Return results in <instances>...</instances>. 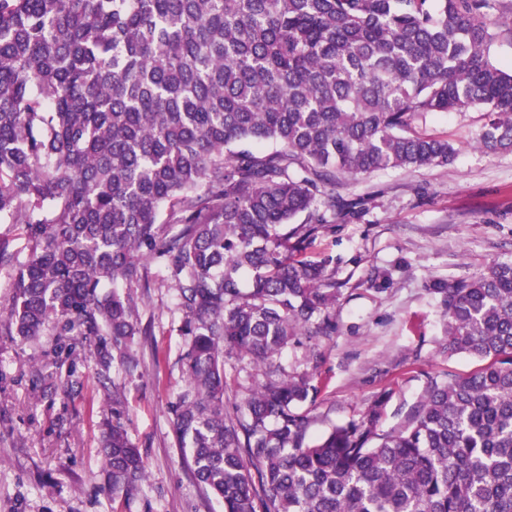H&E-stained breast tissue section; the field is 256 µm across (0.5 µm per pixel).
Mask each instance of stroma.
<instances>
[{"label": "stroma", "instance_id": "1", "mask_svg": "<svg viewBox=\"0 0 512 512\" xmlns=\"http://www.w3.org/2000/svg\"><path fill=\"white\" fill-rule=\"evenodd\" d=\"M483 122L471 110L417 120L418 129L453 142L449 165L337 177V196L357 206L307 252L335 272L336 333L278 358L288 374H309L318 388L304 405L316 418L311 437L360 418L381 398L380 426L391 429L429 377L476 369L474 360L448 355L440 289L512 259V152L475 147ZM136 294L149 333L134 347L131 370L101 369L92 346L57 355V328L25 341L0 317V512H224L193 478L189 452L172 431L170 406L184 385L174 293ZM116 396L147 468L127 498L107 492L100 452Z\"/></svg>", "mask_w": 512, "mask_h": 512}]
</instances>
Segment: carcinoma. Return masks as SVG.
Wrapping results in <instances>:
<instances>
[{
    "instance_id": "obj_1",
    "label": "carcinoma",
    "mask_w": 512,
    "mask_h": 512,
    "mask_svg": "<svg viewBox=\"0 0 512 512\" xmlns=\"http://www.w3.org/2000/svg\"><path fill=\"white\" fill-rule=\"evenodd\" d=\"M496 0H0V241L5 314L34 340L109 368L142 327L115 285L175 292L186 386L171 408L191 469L224 512H512V260L438 289L448 357L404 422L384 401L309 438L308 376L273 358L336 333L339 289L306 258L335 226L336 173L451 163L416 117L476 109L480 149L512 151V21ZM267 145L266 151L255 147ZM264 380L229 407L224 354ZM112 399L101 452L112 495L146 465Z\"/></svg>"
}]
</instances>
